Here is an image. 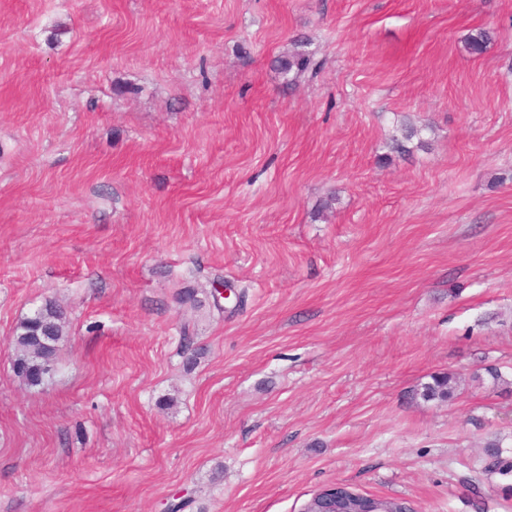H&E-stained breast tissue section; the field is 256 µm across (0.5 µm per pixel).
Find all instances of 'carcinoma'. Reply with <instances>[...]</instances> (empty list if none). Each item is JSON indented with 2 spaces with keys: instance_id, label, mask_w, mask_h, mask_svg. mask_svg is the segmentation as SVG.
<instances>
[{
  "instance_id": "obj_1",
  "label": "carcinoma",
  "mask_w": 512,
  "mask_h": 512,
  "mask_svg": "<svg viewBox=\"0 0 512 512\" xmlns=\"http://www.w3.org/2000/svg\"><path fill=\"white\" fill-rule=\"evenodd\" d=\"M276 63L282 74L290 75L294 80L316 66L312 57L300 49L281 56ZM63 337L64 313L52 302L20 321L14 343L22 355L15 360V369L30 385H42L52 376ZM454 390L451 376L437 377L424 386L422 397L427 401H446L452 398Z\"/></svg>"
}]
</instances>
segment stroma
Listing matches in <instances>:
<instances>
[{
    "label": "stroma",
    "instance_id": "35a3bbf8",
    "mask_svg": "<svg viewBox=\"0 0 512 512\" xmlns=\"http://www.w3.org/2000/svg\"><path fill=\"white\" fill-rule=\"evenodd\" d=\"M48 301L34 387L13 336ZM495 453L512 0H0V512H301L336 481L512 512ZM277 67L284 75L292 74V80H296L302 74L316 66L312 57L300 49H295L290 53L281 56L276 60ZM64 319L62 309L48 302L16 327L14 343L23 354L15 360V369L32 386L44 384L53 374L64 337ZM455 390L454 381L451 376L437 377L433 379V383L424 386L422 397L427 400L447 401L452 398Z\"/></svg>",
    "mask_w": 512,
    "mask_h": 512
}]
</instances>
